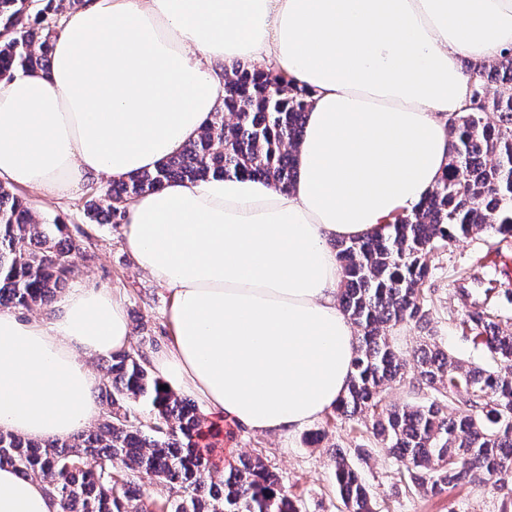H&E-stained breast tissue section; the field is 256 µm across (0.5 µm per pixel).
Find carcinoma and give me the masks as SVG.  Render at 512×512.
I'll return each instance as SVG.
<instances>
[{
	"label": "carcinoma",
	"mask_w": 512,
	"mask_h": 512,
	"mask_svg": "<svg viewBox=\"0 0 512 512\" xmlns=\"http://www.w3.org/2000/svg\"><path fill=\"white\" fill-rule=\"evenodd\" d=\"M32 0H0V78L48 69L59 31L31 19ZM474 83L468 111L449 120L448 173L413 212L384 231L336 242L343 271L339 306L358 331V353L336 416L361 415L387 455L402 463L404 488L439 494L464 484L498 487L512 462V332L477 304L463 324L489 358L464 361L436 340L401 355L389 331L427 323L428 255L461 236L512 233V48L491 65L469 63ZM233 90L224 110L176 155L152 171L112 181L89 201L95 221L120 224L136 197L179 181L263 179L291 186L310 91L283 72L244 61L224 67ZM494 114L496 122L486 116ZM65 225L44 224L0 185V307L49 311L78 270L79 244L62 238ZM418 371L421 401L383 404L385 387L402 377L407 359ZM109 412L96 428L68 440L31 441L0 432V468L39 478L60 512H153L145 478L168 490L166 512H301L279 478L258 458L227 471L198 450L201 417L193 402L160 388L134 349L102 360ZM130 401L149 406L150 420L131 419ZM336 491L342 512H374L368 487L345 453L336 451Z\"/></svg>",
	"instance_id": "obj_1"
}]
</instances>
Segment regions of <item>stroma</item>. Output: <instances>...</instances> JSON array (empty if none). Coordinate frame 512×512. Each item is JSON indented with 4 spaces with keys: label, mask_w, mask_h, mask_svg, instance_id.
Returning <instances> with one entry per match:
<instances>
[{
    "label": "stroma",
    "mask_w": 512,
    "mask_h": 512,
    "mask_svg": "<svg viewBox=\"0 0 512 512\" xmlns=\"http://www.w3.org/2000/svg\"><path fill=\"white\" fill-rule=\"evenodd\" d=\"M104 186L101 180L88 183L63 198L45 197L31 189L23 195L39 221L66 224L69 235L84 248L72 286L116 291L124 301L133 348L149 356L162 350L168 338L170 292L136 267L123 247V225L91 221L86 202ZM503 255L512 257V237L485 231L439 248L430 257L427 329L463 360L484 364L488 356L481 341L462 325L468 305L456 285L466 275H492ZM316 431L324 432L325 438L313 445L309 435ZM209 439L214 448L211 461L219 470L236 466L242 455L260 456L279 475L288 495L298 500L302 512H338L331 457L338 448L359 469L375 512H512V482L501 489L469 485L436 496L401 488L398 461L377 447L358 416L340 420L329 410L302 428L266 435L220 422Z\"/></svg>",
    "instance_id": "obj_1"
}]
</instances>
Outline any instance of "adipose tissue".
Listing matches in <instances>:
<instances>
[{"label":"adipose tissue","mask_w":512,"mask_h":512,"mask_svg":"<svg viewBox=\"0 0 512 512\" xmlns=\"http://www.w3.org/2000/svg\"><path fill=\"white\" fill-rule=\"evenodd\" d=\"M512 47V0H77L48 71L0 79V182L61 198L151 170L224 107L225 65L269 63L311 92L296 177L172 182L126 210L124 244L171 292L170 386L259 434L333 407L357 338L332 240L411 213L448 171L458 60ZM121 301L77 288L45 318L0 311V430L66 439L99 415L85 357L129 349ZM0 512H59L0 469Z\"/></svg>","instance_id":"ef3b65f1"}]
</instances>
